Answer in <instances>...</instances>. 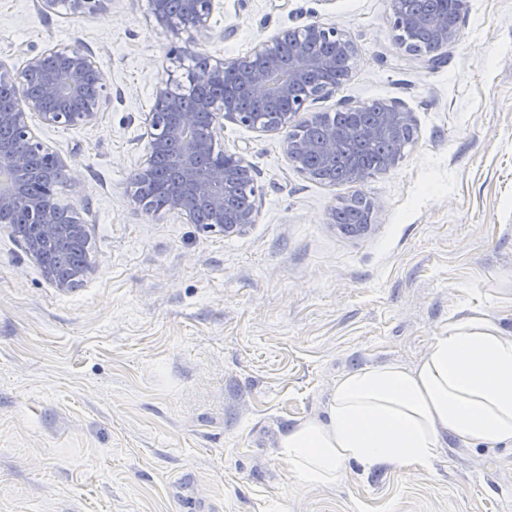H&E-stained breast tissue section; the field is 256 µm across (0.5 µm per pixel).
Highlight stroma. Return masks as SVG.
Segmentation results:
<instances>
[{
  "instance_id": "stroma-1",
  "label": "stroma",
  "mask_w": 512,
  "mask_h": 512,
  "mask_svg": "<svg viewBox=\"0 0 512 512\" xmlns=\"http://www.w3.org/2000/svg\"><path fill=\"white\" fill-rule=\"evenodd\" d=\"M339 27L356 46L334 113L393 101L416 140L361 183L308 178L283 137L231 122L221 144L259 185L256 221L208 232L131 201L159 81L192 58L233 60L286 28ZM437 63L407 55L391 0H222L209 38L173 39L149 0L44 12L0 0V60L82 45L110 100L97 123H29L75 168L57 197L87 226L95 269L58 293L0 229V512H512V445L444 436L428 468L345 464L300 484L277 454L325 422L336 380L426 357L448 319L487 312L512 336V0H471ZM186 45L171 56L173 42ZM373 200L371 227L332 208ZM337 225L347 233L359 232L364 225L370 221V214L356 206H348L343 209L337 216Z\"/></svg>"
}]
</instances>
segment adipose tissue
Segmentation results:
<instances>
[{
	"label": "adipose tissue",
	"instance_id": "ef3b65f1",
	"mask_svg": "<svg viewBox=\"0 0 512 512\" xmlns=\"http://www.w3.org/2000/svg\"><path fill=\"white\" fill-rule=\"evenodd\" d=\"M446 432L466 444L512 445V336L480 311L449 320L415 366L387 363L337 380L327 423L291 429L277 453L298 482L325 484L349 461L429 467Z\"/></svg>",
	"mask_w": 512,
	"mask_h": 512
}]
</instances>
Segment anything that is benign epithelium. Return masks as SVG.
<instances>
[{"mask_svg": "<svg viewBox=\"0 0 512 512\" xmlns=\"http://www.w3.org/2000/svg\"><path fill=\"white\" fill-rule=\"evenodd\" d=\"M110 0H41L42 8L54 11L64 5L73 15L106 11ZM219 0H179L180 8L170 12L163 0H151V16L156 26L177 36L193 31L202 36L210 29L211 17ZM456 20L448 23L446 15L421 17L405 8V0H392V26L403 34L419 26L430 28L434 47L426 54L403 39L400 45L415 57L437 54L461 38V18L469 12L470 0H455ZM331 43L335 51L321 55L314 50V40ZM354 43L334 24L310 23L284 29L269 40L256 45L245 59L227 61L205 57L189 76L190 86L220 87L229 70L236 71L239 81L251 96L259 100L286 99L290 108L276 125H267L252 112H242L235 101L203 99L186 106L187 96L172 88L167 80L155 87L154 103L144 121L142 138L148 141V152L136 178L148 181L152 176L154 157L169 146L175 147L172 166L178 179L167 187L168 213L182 217L190 224L199 223V203L208 206L204 229L222 234L235 232L255 223L256 211L229 214L224 198L234 187L237 176L250 171L246 158L238 152L223 149L219 136L228 120L263 132L286 131L285 152L296 161L307 155H328L336 145L354 136L348 128L327 124L320 139L298 140L288 128L300 123H322L326 115L316 113L297 120L306 104L336 91L348 72L338 71L340 62L351 59ZM0 86L13 89L16 104L0 110V128L14 132L12 139L0 140V172H5L10 185L0 188V217L18 211L34 216V230L17 238L26 255L37 265L45 280L60 293H68L83 282L92 271L85 260L68 273L53 261L57 241L67 238L83 247L89 246L86 225L78 212L60 204L55 198L56 183L71 180V166L55 150L39 140L28 122L34 112L43 125L77 127L95 123L109 100L108 87L94 57L79 44L55 45L31 55L23 67L11 68L0 62ZM415 120L401 105L382 104L378 122L367 130L369 136H385L399 142L413 134Z\"/></svg>", "mask_w": 512, "mask_h": 512, "instance_id": "benign-epithelium-1", "label": "benign epithelium"}]
</instances>
